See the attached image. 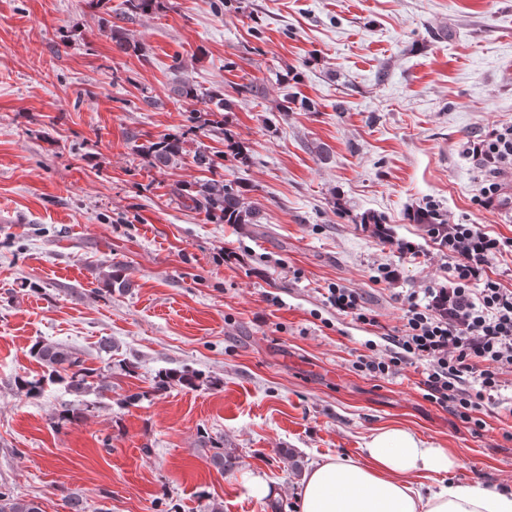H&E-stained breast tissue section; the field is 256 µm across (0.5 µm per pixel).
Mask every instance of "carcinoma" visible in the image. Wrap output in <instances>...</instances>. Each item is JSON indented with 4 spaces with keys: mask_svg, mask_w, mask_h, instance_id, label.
<instances>
[{
    "mask_svg": "<svg viewBox=\"0 0 512 512\" xmlns=\"http://www.w3.org/2000/svg\"><path fill=\"white\" fill-rule=\"evenodd\" d=\"M157 0H124L125 10L117 16L107 30V37L112 41L115 49L122 53L143 50L140 43L130 40L124 23L138 15L150 13ZM171 92L184 101H202L207 104V111L213 115L230 112L235 102L226 97L224 86L215 85L204 92H198L194 85L187 80L179 79ZM183 140L179 135L162 138L141 146L144 157L153 167L173 168L178 165L182 151ZM193 163L200 170L210 173V177L196 184V189L190 193L198 209L212 218L219 219L226 224H258L259 211L247 201L244 187L240 184L224 180L219 172L221 163L214 159V155L205 149H197L193 156ZM123 267L113 266L104 275V289L112 292V284L117 282L122 288L130 283L122 278ZM30 354L43 368L38 378L18 376L14 380L19 393L27 398L36 399L42 396L45 386L49 384H62L77 397L96 393L99 397H107L112 391V385L103 381H95L96 370L85 366V361L79 353L71 347L60 343H49L44 340L36 341L30 348ZM198 376L194 372L183 370L179 372H162L154 380L153 390L162 392L173 385L188 387L196 386ZM210 463L222 472L232 468L237 459V449L231 448L222 441L207 440ZM281 457L288 470L300 475L303 460L291 448L281 450ZM0 512H43L41 505L33 500L23 499L7 488L0 486Z\"/></svg>",
    "mask_w": 512,
    "mask_h": 512,
    "instance_id": "carcinoma-1",
    "label": "carcinoma"
}]
</instances>
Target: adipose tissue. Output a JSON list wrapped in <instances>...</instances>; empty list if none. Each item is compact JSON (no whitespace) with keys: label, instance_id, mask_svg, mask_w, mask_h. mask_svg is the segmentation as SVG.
Wrapping results in <instances>:
<instances>
[{"label":"adipose tissue","instance_id":"obj_1","mask_svg":"<svg viewBox=\"0 0 512 512\" xmlns=\"http://www.w3.org/2000/svg\"><path fill=\"white\" fill-rule=\"evenodd\" d=\"M461 465L454 452L406 428L378 430L366 440L362 458L332 456L308 469L299 512H512V490L478 483L427 489L418 482Z\"/></svg>","mask_w":512,"mask_h":512}]
</instances>
